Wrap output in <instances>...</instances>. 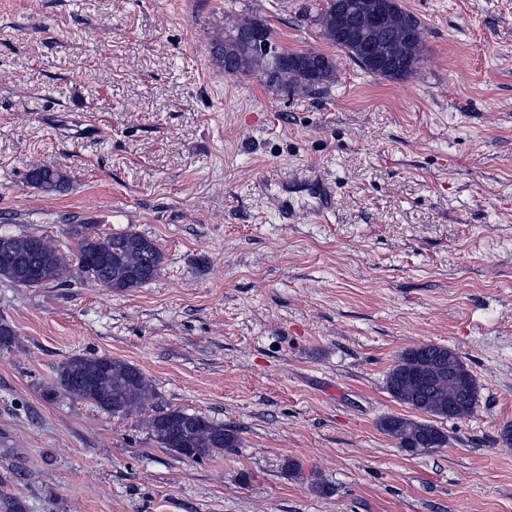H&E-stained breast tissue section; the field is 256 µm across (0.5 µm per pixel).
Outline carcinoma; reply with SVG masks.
Instances as JSON below:
<instances>
[{"label":"carcinoma","mask_w":512,"mask_h":512,"mask_svg":"<svg viewBox=\"0 0 512 512\" xmlns=\"http://www.w3.org/2000/svg\"><path fill=\"white\" fill-rule=\"evenodd\" d=\"M341 0H326L315 16L316 25L331 45L354 59L367 73L386 79H404L415 71L423 41L409 39L418 21L390 0L386 29L372 34L373 14L379 0H352L359 8L351 21L343 19ZM265 39L271 28L260 20L236 19L212 36V57L228 74L261 72L269 83L287 91L309 92L336 80L334 58L314 51L301 53L257 52L250 35ZM30 186L47 194L68 190L70 178L57 165L36 164L27 173ZM75 247L63 254L46 239L15 234L12 256L0 258V277L18 287L37 288L71 277L88 278L95 272L99 283L116 291L140 288L160 272L164 256L149 238L132 231L107 233L97 224L68 225ZM56 384L70 397L89 402L114 415L144 411L156 398L151 382L136 366L108 356H75L58 369ZM386 390L396 401L424 415L420 420L385 416L379 426L397 447L413 455L431 453L448 445V435L430 418L466 419L479 398V385L453 350L423 344L402 352L386 377ZM150 438L191 461L236 448L238 435L206 417L181 409L156 410L144 421Z\"/></svg>","instance_id":"carcinoma-1"}]
</instances>
